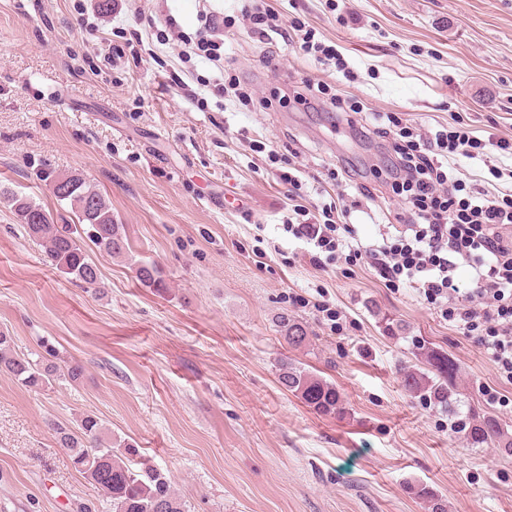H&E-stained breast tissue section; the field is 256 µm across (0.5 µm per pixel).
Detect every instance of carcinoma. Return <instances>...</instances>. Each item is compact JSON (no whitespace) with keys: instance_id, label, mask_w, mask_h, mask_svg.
<instances>
[{"instance_id":"1","label":"carcinoma","mask_w":512,"mask_h":512,"mask_svg":"<svg viewBox=\"0 0 512 512\" xmlns=\"http://www.w3.org/2000/svg\"><path fill=\"white\" fill-rule=\"evenodd\" d=\"M71 183L75 189L57 199L69 202L78 220L76 225L53 224L49 214L29 199L4 190L0 195L11 203L27 233L45 242L51 265L92 287L98 284L99 269L84 248L83 239L114 257L128 254L129 243L123 226L112 216L106 197L83 178L65 180V184ZM136 274L150 287H163L159 271L152 264H138ZM278 322L289 346L297 349L309 344L310 331L305 323L286 313ZM56 359V351L46 347L44 355L34 360L16 351L13 337L0 333V373L25 387H51L63 379L76 382L82 378L81 364L62 367ZM457 372L454 360L425 346L416 347L414 359L398 364L402 387L409 395L450 412L457 403L454 384ZM277 378L281 386L317 413L346 412L345 400L336 384L302 366L282 360ZM455 429L464 448H492L512 454V436L505 433L500 420L492 414L472 411L455 424ZM54 430L60 447L72 454L78 471L110 501L112 512H186V504L170 479L149 460L140 458L131 442L103 439V424L97 416H83L76 431L63 424L54 425ZM413 494L421 500L426 512H447L443 496L430 486L419 484L413 487Z\"/></svg>"}]
</instances>
